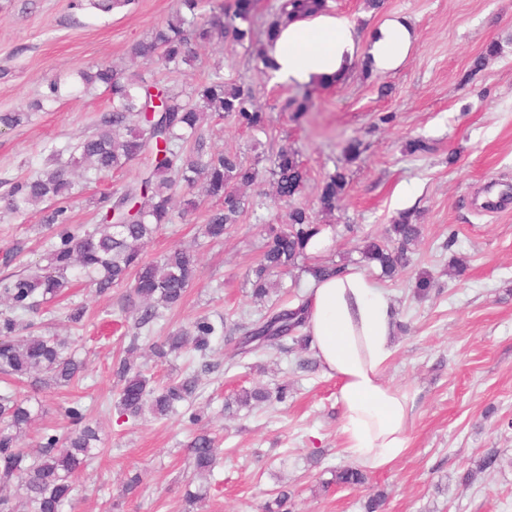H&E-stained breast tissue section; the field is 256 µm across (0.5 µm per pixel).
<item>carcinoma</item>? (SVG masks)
Instances as JSON below:
<instances>
[{"mask_svg":"<svg viewBox=\"0 0 512 512\" xmlns=\"http://www.w3.org/2000/svg\"><path fill=\"white\" fill-rule=\"evenodd\" d=\"M133 5L135 0H75L77 8L89 6L102 13ZM325 7V0H282L276 19L266 31L267 44H272L279 28L294 18L319 13ZM253 9L254 0H177L176 11L149 37L133 43L129 54L145 64L161 62L177 68L191 61L195 46L215 37L233 43L253 40L252 28L247 26ZM79 77L87 86H106L111 109L101 115L95 131L74 146L76 156L69 164H54L57 150L52 149L44 169L33 177L11 182L7 192L10 210L20 216L38 201L53 202L42 217L43 223L55 228L48 265L0 281V296L9 302L8 308L0 311V374L27 379L33 386L45 382L68 385L80 379L83 371L82 363L68 352L66 342L37 334L33 322L20 320L23 314L38 313L44 303L61 294L70 283L69 276L84 277L100 295L117 286H129L125 310L134 311V328L138 331L158 320L160 309L181 302L197 277L195 256L175 249L160 260L147 261L143 251L170 222L174 198L181 193L193 194L198 180L204 181L206 196L218 201L208 210L204 224V234L213 241L224 240V234L258 203L287 206L285 227L269 230L261 259L247 274L253 297L258 300L267 296L271 276L289 273L298 266L309 242L322 230L319 217L335 212L348 185L345 174L338 170L321 187L316 209L294 204L307 182V171L298 152L283 147L270 168L274 187L271 198L256 203L244 196L240 189L253 185L259 170L236 153L211 151L201 134L203 122L226 115L247 130L262 131L265 117L255 107L250 88L224 81L219 69L184 96L149 84L137 73L127 74L110 66L91 67L79 72ZM61 97V85L52 81L35 103L1 112L0 126L17 127L28 121L31 112L43 109L44 103ZM145 155L150 157L151 165L139 180L101 193L95 201L98 224L81 234L74 233L70 228L72 168L87 165L86 179L95 180ZM421 236L422 225L403 213L389 225L384 238L364 239L363 261L394 279L410 265L409 246ZM307 272L320 280L343 273L344 267L320 264L308 267ZM305 309L303 299L292 307L273 306L257 318L237 324L244 331L238 342L239 354L280 348L289 336L301 346H308ZM217 330L209 317L202 316L165 337L163 344L154 349L164 358L191 344L204 358ZM23 331L27 335H21ZM212 369L211 363L202 362V372ZM199 372L155 388L142 371L123 359L116 370L121 388L115 408L119 415L131 418L140 416L146 407L166 416L176 411L177 404L193 397ZM284 398L283 388L274 394L243 390L235 403L246 408L253 402H280ZM33 417L28 397L8 390L0 394V484L18 480L29 512H62L74 490L72 477L94 458L96 435L85 425L63 439L46 435L39 448L30 451L22 433ZM192 449L196 469L212 472L217 464L214 441L199 434ZM365 478L366 473L353 466L335 473L340 487L359 485Z\"/></svg>","mask_w":512,"mask_h":512,"instance_id":"carcinoma-1","label":"carcinoma"}]
</instances>
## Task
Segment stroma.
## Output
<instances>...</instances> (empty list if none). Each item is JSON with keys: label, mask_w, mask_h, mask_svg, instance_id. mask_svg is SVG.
<instances>
[{"label": "stroma", "mask_w": 512, "mask_h": 512, "mask_svg": "<svg viewBox=\"0 0 512 512\" xmlns=\"http://www.w3.org/2000/svg\"><path fill=\"white\" fill-rule=\"evenodd\" d=\"M176 0H138L110 15L76 10L72 0H0V112L25 107L51 81L63 97L32 113L15 128L0 126V256L15 241L25 248L0 280L48 263L53 232L42 224V206L19 216L7 207V183L42 168L45 150L56 147L70 160L73 146L90 134L109 109L103 85L83 87L78 73L92 64L141 68L161 86L191 90L221 68L225 80L251 88L267 120L266 132L242 129L233 117L214 118L202 132L209 147L238 153L261 176L245 194L270 191L268 170L280 147L295 149L308 171L300 201L315 206L328 175L345 171L349 185L330 220L332 233L322 250L307 252L302 267L276 279L271 303H292L305 295L308 266L331 261L366 271L360 248L364 236H382L399 213L416 212L423 226L412 264L384 280L395 306L394 355L385 371L391 385L416 398L408 446L389 466L367 473L354 487L333 483L332 472L348 464L343 453L339 382L313 350L261 349L242 356L239 332L213 337L207 354L185 349L156 357L153 344L189 327L196 318L226 321L257 316L248 269L257 261L269 226H282L275 209L248 210L213 242L203 234L211 199L190 212L174 211L170 224L147 245L144 257L158 260L178 247L193 250L198 275L182 303L164 310L150 337L140 338L135 364L155 385L183 377L209 361L192 402L177 413L121 418L113 409L120 383L114 368L126 355L133 318H121L128 286L98 295L79 282L43 314V335L74 345L85 362V377L70 386L20 385L39 416L25 442L36 446L44 434L65 437L77 409L99 441L91 465L75 480L63 512H264L279 491H288L290 512H365L369 498L383 493L380 512H512V0H385L378 11L364 0H327L328 11L347 16L360 36L385 20L410 23L416 40L403 63L388 72L367 71L354 59L332 83L298 86L274 81L251 44L213 41L196 46V60L168 70L138 66L128 54L165 21ZM486 64L474 70L478 56ZM309 96L299 117L281 111L289 97ZM361 143L354 159L344 148ZM427 149L408 153L407 142ZM136 160L101 181L78 179L71 227L98 222L100 192L134 182L145 170ZM412 197H405V189ZM500 196L490 212L487 193ZM346 224L357 225L342 234ZM427 272L438 281L427 296L416 280ZM83 305L82 327H70L66 308ZM287 387L284 401L251 409L233 402L237 390ZM197 422H190V415ZM207 433L215 439L221 464L199 474L189 448ZM492 467H483L487 456ZM203 489L204 501H186V491Z\"/></svg>", "instance_id": "35a3bbf8"}]
</instances>
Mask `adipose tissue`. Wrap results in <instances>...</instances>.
<instances>
[{
	"label": "adipose tissue",
	"instance_id": "adipose-tissue-1",
	"mask_svg": "<svg viewBox=\"0 0 512 512\" xmlns=\"http://www.w3.org/2000/svg\"><path fill=\"white\" fill-rule=\"evenodd\" d=\"M411 25L383 23L367 53L375 70L398 68L413 41ZM359 50L353 23L322 12L281 28L271 55L278 80L311 84L340 74ZM306 332L326 371L340 383L344 451L364 467L378 470L398 458L408 444L414 398L384 380L393 352L394 305L389 293L364 273L349 269L313 282L308 294Z\"/></svg>",
	"mask_w": 512,
	"mask_h": 512
}]
</instances>
